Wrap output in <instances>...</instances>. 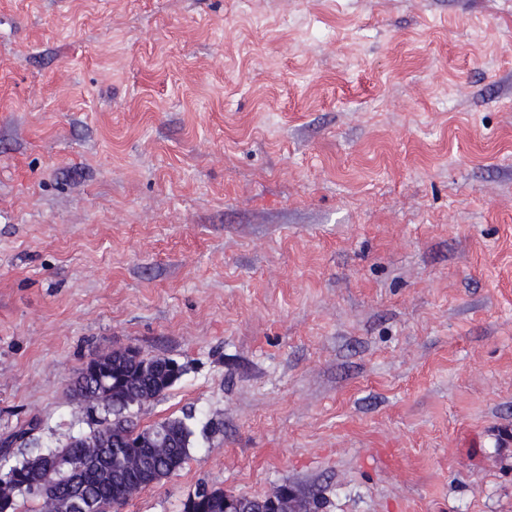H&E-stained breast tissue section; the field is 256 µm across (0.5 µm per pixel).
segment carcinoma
Listing matches in <instances>:
<instances>
[{"mask_svg":"<svg viewBox=\"0 0 512 512\" xmlns=\"http://www.w3.org/2000/svg\"><path fill=\"white\" fill-rule=\"evenodd\" d=\"M168 362V358H147L132 348L88 361L73 379L70 393L80 409L89 414L101 410L105 416L88 434L72 436L60 448H29L32 432L40 428L35 419L12 430L0 442V471L15 475L16 491L0 505V512H22L20 501L31 497L25 486L28 477L36 483V495L31 498L37 500L29 512H45L48 503L59 505L76 492L104 505L106 512H119L126 503L120 495L121 486L131 482L158 484L176 472L194 443L190 417L167 419L142 430L139 446L130 448L125 442L126 432L136 430L129 419L131 407L110 400L99 409L83 400L89 393H105L117 385L130 393L145 391L156 400L184 374L183 365L173 369ZM85 448L99 449L87 463L81 458ZM195 494L201 498V512H224V490L201 486Z\"/></svg>","mask_w":512,"mask_h":512,"instance_id":"obj_1","label":"carcinoma"}]
</instances>
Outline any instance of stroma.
I'll return each mask as SVG.
<instances>
[{
	"label": "stroma",
	"mask_w": 512,
	"mask_h": 512,
	"mask_svg": "<svg viewBox=\"0 0 512 512\" xmlns=\"http://www.w3.org/2000/svg\"><path fill=\"white\" fill-rule=\"evenodd\" d=\"M135 347L200 484L512 512V0H0V438Z\"/></svg>",
	"instance_id": "obj_1"
}]
</instances>
